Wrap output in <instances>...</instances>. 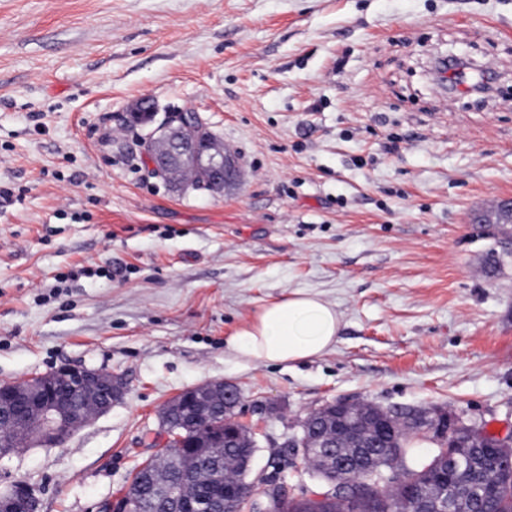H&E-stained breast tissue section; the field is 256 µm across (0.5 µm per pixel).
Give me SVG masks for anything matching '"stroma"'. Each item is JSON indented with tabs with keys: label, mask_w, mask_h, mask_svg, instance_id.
I'll return each instance as SVG.
<instances>
[{
	"label": "stroma",
	"mask_w": 512,
	"mask_h": 512,
	"mask_svg": "<svg viewBox=\"0 0 512 512\" xmlns=\"http://www.w3.org/2000/svg\"><path fill=\"white\" fill-rule=\"evenodd\" d=\"M496 75L442 88L438 54ZM193 111L241 166L174 192L144 159L141 100ZM512 198V0H0V383L71 363L122 401L0 461L40 512H102L156 455L164 406L233 385L247 477L321 498L288 438L340 398L441 406L512 433V257L476 213ZM305 290L341 318L312 360L226 339ZM217 385H224L223 381H213L208 382L190 389H187L180 394H178L175 398H173L169 403H167L168 408L170 407H185L189 403L193 401L195 398H199L203 396L208 390L213 389ZM224 391L227 397H230L236 400V395L234 391L227 385H224Z\"/></svg>",
	"instance_id": "obj_1"
}]
</instances>
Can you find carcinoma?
<instances>
[{
    "mask_svg": "<svg viewBox=\"0 0 512 512\" xmlns=\"http://www.w3.org/2000/svg\"><path fill=\"white\" fill-rule=\"evenodd\" d=\"M207 168L199 164L184 171L181 184L202 188ZM198 421L173 414L169 431L177 439L168 445L169 453L138 468L132 476L126 496L142 502L141 512H167L165 492L172 486L189 482L190 498L215 493L214 473L209 469L211 440L224 435V428L235 424L234 412L224 408V396L216 395L207 403L188 407ZM318 434L335 432L336 406L328 405L309 415ZM344 432L336 435V447L312 448L306 457L322 477L330 480L342 474L347 458L365 464L352 472L362 490L349 498L313 500L304 495L279 500L272 512H438L440 502H456L455 512H512V471L505 462L512 447L499 445L498 437L480 428L470 437L462 429L438 442L435 454L427 459L413 455L411 440L429 429L420 417L408 412L389 423L380 421L374 404L362 402L344 412ZM237 425V424H235ZM234 446L224 449L221 476L227 479L223 512H240L242 501L252 494L246 480V460L251 454L252 436L241 424ZM400 466L406 480L401 483L373 482L372 472Z\"/></svg>",
    "mask_w": 512,
    "mask_h": 512,
    "instance_id": "cac0c4a2",
    "label": "carcinoma"
}]
</instances>
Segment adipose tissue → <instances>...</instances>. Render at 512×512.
I'll use <instances>...</instances> for the list:
<instances>
[{
    "label": "adipose tissue",
    "instance_id": "adipose-tissue-1",
    "mask_svg": "<svg viewBox=\"0 0 512 512\" xmlns=\"http://www.w3.org/2000/svg\"><path fill=\"white\" fill-rule=\"evenodd\" d=\"M340 317L319 296L291 291L257 311L226 340L238 357L263 364L310 360L336 342Z\"/></svg>",
    "mask_w": 512,
    "mask_h": 512
}]
</instances>
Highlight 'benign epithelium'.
<instances>
[{
	"label": "benign epithelium",
	"mask_w": 512,
	"mask_h": 512,
	"mask_svg": "<svg viewBox=\"0 0 512 512\" xmlns=\"http://www.w3.org/2000/svg\"><path fill=\"white\" fill-rule=\"evenodd\" d=\"M201 122L194 112H178L169 115L148 135L144 143L151 173L179 187L178 175L185 162H203L209 156L211 173L210 187L220 192L232 184L239 173L238 162L229 156L219 158L221 147L215 140L204 142L199 147L195 128ZM65 379L72 390L94 401L92 407L77 416L65 410L55 392V380ZM219 382H208L187 389L167 406L185 407L195 398L203 396ZM124 392L122 378L98 369L65 364L50 376H32L21 382L0 385V423L14 430L17 441L51 445L63 440L77 426L112 408ZM23 405L28 409L21 420L14 408ZM285 497L282 485L273 483L260 494L250 498V512H270L273 502ZM171 512H212L215 502L199 499L192 507L185 506L183 494L171 491L168 494ZM0 512H39V499L24 483L11 485L6 496H0Z\"/></svg>",
	"instance_id": "7a95c632"
}]
</instances>
